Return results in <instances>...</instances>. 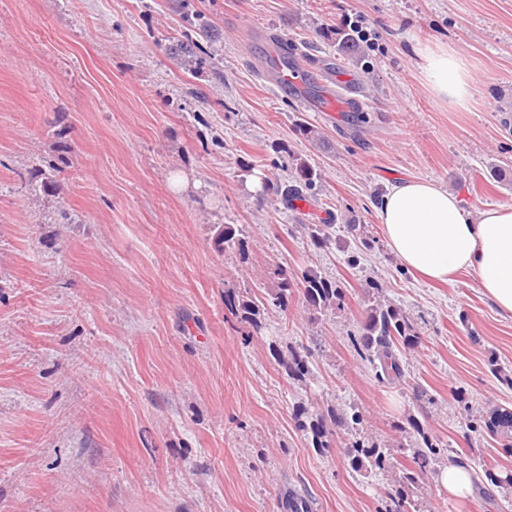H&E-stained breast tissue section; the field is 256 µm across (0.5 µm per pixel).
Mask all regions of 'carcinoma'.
<instances>
[{"label":"carcinoma","mask_w":512,"mask_h":512,"mask_svg":"<svg viewBox=\"0 0 512 512\" xmlns=\"http://www.w3.org/2000/svg\"><path fill=\"white\" fill-rule=\"evenodd\" d=\"M198 49L199 44L193 40V35H185V41L180 43L181 64L185 67L197 65ZM314 177V171L306 162L297 163L294 183L280 187L281 196L287 200L303 196V190L312 187ZM330 228L329 224L306 225V237L310 247L316 250L327 247L331 242ZM273 278L276 286L272 304L275 306H286L288 298L296 292L303 296L308 307L319 313L335 307L341 308L346 304L344 288L314 270L307 269L297 275L277 266L273 269ZM224 307L231 315L255 328L260 327L258 307L239 301L234 293L224 294ZM417 339L414 323L405 311L391 302L378 300L371 305L352 342L358 354L374 367L379 382L395 384L403 381L406 350L414 347ZM276 354L278 364L288 378L303 380L310 374V353L290 349L284 354L278 349ZM296 419L300 430L311 434L313 447L318 449H328L332 437L341 433L346 435L342 444L347 448L352 469L366 475L385 467L386 455L383 450L358 436L364 422L361 412H331L313 417L308 415L307 410L302 409L297 413ZM467 428L471 432L482 430L490 434L501 448L512 453V411L502 412L489 420L471 421ZM444 448L446 445L422 436V446L412 450L414 466L402 472L396 490L389 493L390 504L386 506L385 512H409L410 503L405 497V487L421 481L434 457Z\"/></svg>","instance_id":"carcinoma-1"}]
</instances>
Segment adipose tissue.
I'll return each instance as SVG.
<instances>
[{
  "label": "adipose tissue",
  "mask_w": 512,
  "mask_h": 512,
  "mask_svg": "<svg viewBox=\"0 0 512 512\" xmlns=\"http://www.w3.org/2000/svg\"><path fill=\"white\" fill-rule=\"evenodd\" d=\"M422 75L439 99L466 108L474 80L462 54L450 46L424 47ZM378 217L391 252L421 277L454 284L473 274L484 295L512 314V206L494 205L471 217L455 194L437 182L409 178L384 193Z\"/></svg>",
  "instance_id": "adipose-tissue-1"
}]
</instances>
